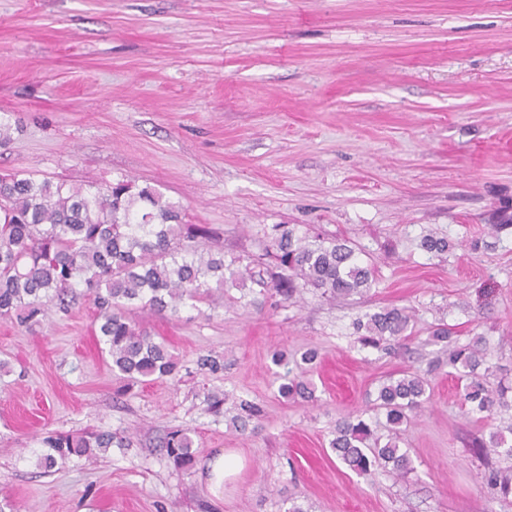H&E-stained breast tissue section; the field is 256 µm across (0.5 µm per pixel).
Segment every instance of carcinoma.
<instances>
[{
  "label": "carcinoma",
  "instance_id": "1",
  "mask_svg": "<svg viewBox=\"0 0 512 512\" xmlns=\"http://www.w3.org/2000/svg\"><path fill=\"white\" fill-rule=\"evenodd\" d=\"M489 222L494 233L512 228V203L496 207ZM210 234L202 224L183 223L179 204L125 176L83 187L21 171L1 174L0 317L31 328L41 324L49 307L66 313L82 294L98 309L94 333L111 359L112 372L134 382L174 377L178 362L166 341L140 330L130 314L140 310L175 316L183 308L196 309L216 300V293L226 288L245 287L254 278L253 263H226L222 253L183 244ZM419 246L438 255L448 252L451 244L446 237L427 233ZM264 256L276 268L271 273L272 290L290 303L312 288L325 296L347 298L376 285L374 269L348 241L312 236L294 225L275 224L264 233ZM414 320L411 307H384L357 319L354 328L361 346L392 351L409 336ZM429 335L448 344V367L464 382L461 400L467 413L489 418L512 412L509 387L500 384L493 390L486 385L491 351L485 337L460 343L445 323L432 326ZM281 380L282 396L312 397L303 375L290 369ZM428 389V374L417 371L382 382L373 409L385 415L387 434L359 417L339 418L330 441L336 457L360 474L376 467L398 476L412 471L408 452L400 448L401 426L409 413L429 400ZM42 445L47 451L37 458V465L49 472L60 460L90 457L114 446L126 448L129 442L103 431L48 436ZM472 445L484 454L501 448L512 460V444L500 431L491 433L487 442L475 437ZM164 447L175 465L192 464L194 450L186 432L168 433ZM484 477L500 496L512 495V466L491 468Z\"/></svg>",
  "mask_w": 512,
  "mask_h": 512
}]
</instances>
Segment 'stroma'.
<instances>
[{
    "mask_svg": "<svg viewBox=\"0 0 512 512\" xmlns=\"http://www.w3.org/2000/svg\"><path fill=\"white\" fill-rule=\"evenodd\" d=\"M0 121V172L127 176L210 227L225 259L258 253L272 225H313L378 270L376 288L346 300L291 304L255 285L177 318L136 312L181 369L129 387L92 332L91 300L31 330L0 320V507L512 512L482 481L504 456L472 445L504 423L466 415L447 369L402 435L407 477L359 474L329 446L337 418L371 417L380 381L443 357L437 320L460 342L486 337L490 384L512 379V229L488 223L512 200V0H0ZM427 230L448 254L420 248ZM386 306L417 309L413 336L390 353L361 347L353 320ZM308 349L313 399L282 397L274 353ZM211 392L261 415L238 428L206 412ZM176 429L193 467L160 446ZM87 430L130 445L37 468L46 433ZM229 451L244 467L218 500L198 472Z\"/></svg>",
    "mask_w": 512,
    "mask_h": 512,
    "instance_id": "35a3bbf8",
    "label": "stroma"
}]
</instances>
